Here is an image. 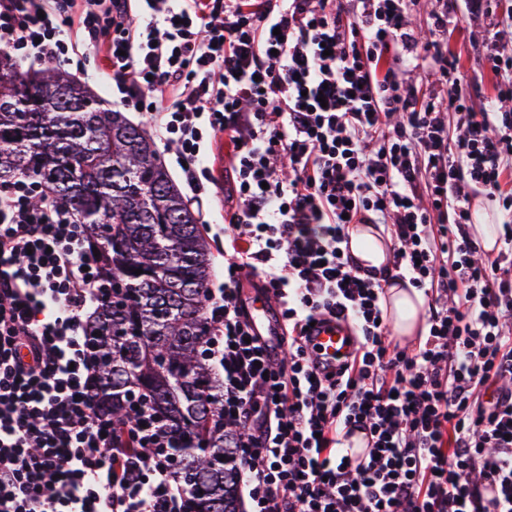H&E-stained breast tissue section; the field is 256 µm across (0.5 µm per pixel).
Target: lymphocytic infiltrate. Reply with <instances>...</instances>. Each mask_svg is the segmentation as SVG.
<instances>
[{"instance_id":"1","label":"lymphocytic infiltrate","mask_w":512,"mask_h":512,"mask_svg":"<svg viewBox=\"0 0 512 512\" xmlns=\"http://www.w3.org/2000/svg\"><path fill=\"white\" fill-rule=\"evenodd\" d=\"M411 0H0V49L69 61L93 31L104 75L147 113L197 192L208 146L231 148L220 230L224 280L208 291L207 360L247 512H512V14L436 0L418 42ZM489 17L496 79L475 109L440 41L460 7ZM137 23H130V16ZM287 156L291 173L273 165ZM506 211L493 257L473 202ZM385 224L386 275L362 269L349 229ZM280 304L276 357L237 302L243 275ZM433 299L427 339L388 334V280ZM105 274L83 228L32 182L0 184V512H186L164 453L173 431L95 388L85 347ZM347 320L360 341L337 371L310 323ZM367 437L352 454L346 444Z\"/></svg>"}]
</instances>
